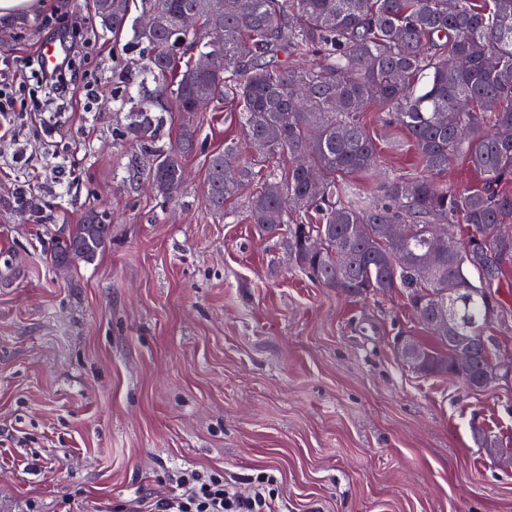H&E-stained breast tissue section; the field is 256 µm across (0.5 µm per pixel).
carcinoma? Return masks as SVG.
Listing matches in <instances>:
<instances>
[{
  "label": "carcinoma",
  "mask_w": 512,
  "mask_h": 512,
  "mask_svg": "<svg viewBox=\"0 0 512 512\" xmlns=\"http://www.w3.org/2000/svg\"><path fill=\"white\" fill-rule=\"evenodd\" d=\"M220 0H140V12L158 18L153 29L131 16L130 0H118L98 17L103 31H134L143 46L144 69L171 84L129 113L119 133L150 153L149 179L170 201L183 186L186 157L199 144L192 122L199 94L229 102L253 145L257 160L286 155L288 169L258 177L230 143L208 156L205 202L222 214L224 203L248 184L247 217L267 233L286 231L293 265L337 293L367 297L401 291L412 308L438 296L457 300L460 341L479 336L501 313L498 296L512 265V0H239L224 15V31L205 39L209 16ZM198 16L199 29L184 33L180 19ZM183 38L184 50L173 43ZM210 50L214 61L200 71L185 51ZM308 55L312 63L290 62ZM467 59L448 72V55ZM183 113L179 136L170 148H149L165 108L168 88ZM470 103L467 110L459 102ZM495 102L486 110L483 104ZM389 113L409 134L422 172L397 176L367 204L352 176L377 166L380 152L360 121L367 104ZM463 157L482 183L460 190L439 181ZM238 171L235 182L224 169ZM320 178L313 180L310 171ZM376 224H406L402 241L381 244ZM446 230L448 244L435 280L417 279L414 263L427 248L430 228ZM110 233L106 211L91 209L54 239V267L90 263ZM319 239L321 250L309 249ZM456 342L429 337L425 353L442 366L424 372L461 383L451 351Z\"/></svg>",
  "instance_id": "obj_1"
}]
</instances>
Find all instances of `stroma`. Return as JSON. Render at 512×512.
<instances>
[{
    "label": "stroma",
    "instance_id": "35a3bbf8",
    "mask_svg": "<svg viewBox=\"0 0 512 512\" xmlns=\"http://www.w3.org/2000/svg\"><path fill=\"white\" fill-rule=\"evenodd\" d=\"M46 14L91 20L92 0L0 21V69L36 48ZM86 38L75 70L94 98L75 108L27 77L0 140V512H131L191 471L246 494L262 470L284 512H512V469L474 440L512 452V379L475 391L411 371L392 341L426 330L405 295L311 281L247 220L246 195L210 211L208 155L231 142L254 157L229 106L195 113L203 148L177 200L127 182L150 157L118 132L159 82L131 32ZM360 116L382 156L355 179L373 203L422 165L399 124ZM91 208L111 220L103 252L49 267L55 235Z\"/></svg>",
    "mask_w": 512,
    "mask_h": 512
}]
</instances>
